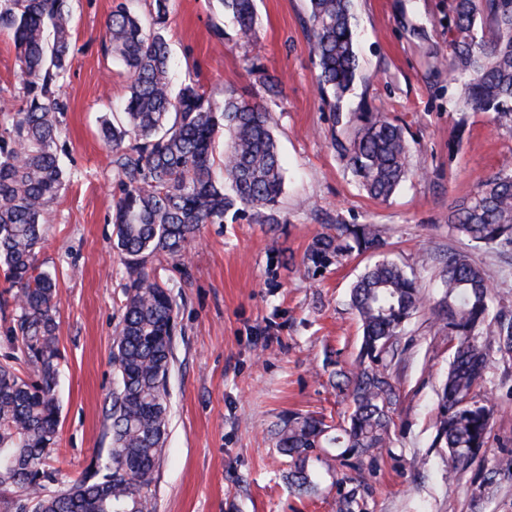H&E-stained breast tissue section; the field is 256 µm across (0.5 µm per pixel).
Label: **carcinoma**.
Returning <instances> with one entry per match:
<instances>
[{
	"mask_svg": "<svg viewBox=\"0 0 512 512\" xmlns=\"http://www.w3.org/2000/svg\"><path fill=\"white\" fill-rule=\"evenodd\" d=\"M306 20L318 67L321 99L347 134L342 156L363 189L386 200L409 173L410 143L383 112L365 107L344 115L341 103L359 75L352 0H309ZM238 40L256 45V0H219ZM174 0H151L147 17L122 0L105 21L104 50L125 65L130 82L123 116L101 120L112 153V223L129 276L123 313L112 343L117 386L105 407L109 447L77 477L58 478L48 461L58 445L61 408L56 396L58 292L42 269L44 226L65 185L58 152L59 92L74 57L71 0H0V33L12 40L20 71L18 94L0 103V271L15 304L9 329L12 354L0 362V487L20 492L16 512H154L153 491L167 445V382L173 361L177 302L150 273L160 258L185 262L204 224L224 223L241 204L273 224L268 214L283 193V165L268 111L233 90L205 89L199 68L178 88L170 76L167 39ZM448 75L463 90L459 112H491L512 128V0H450ZM261 84L274 102L281 81L265 72ZM231 145L223 177L213 174L219 132ZM452 231L476 245L512 251V167L480 181L448 214ZM384 246L376 224H336L318 233L302 265L314 274L353 255ZM446 297L438 309L454 336L448 373L438 394L433 448L448 450V477L466 473L485 453L494 409L476 400L489 358L476 340L492 327L497 352L512 357V307L493 305L484 270L462 252L439 269ZM427 297L418 279L382 257L353 284L349 304L361 328L357 359L332 383L349 401L342 419L290 415L274 432L289 459L288 483L313 491L309 462L327 448L354 471L375 464L391 442L399 340ZM512 479V451L479 486ZM357 484L341 490L336 512H355Z\"/></svg>",
	"mask_w": 512,
	"mask_h": 512,
	"instance_id": "obj_1",
	"label": "carcinoma"
}]
</instances>
